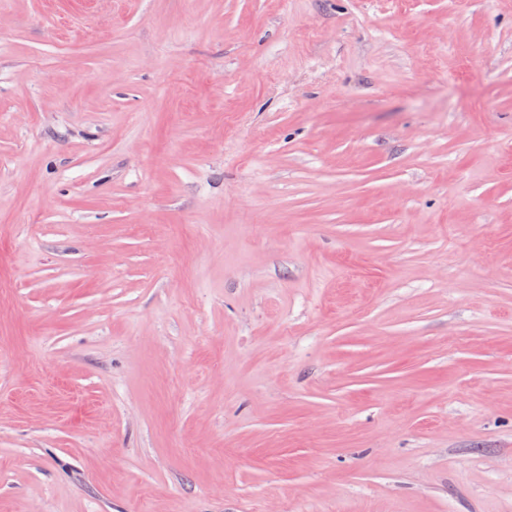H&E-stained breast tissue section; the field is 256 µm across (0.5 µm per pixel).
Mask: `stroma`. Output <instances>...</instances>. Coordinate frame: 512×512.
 Segmentation results:
<instances>
[{
  "mask_svg": "<svg viewBox=\"0 0 512 512\" xmlns=\"http://www.w3.org/2000/svg\"><path fill=\"white\" fill-rule=\"evenodd\" d=\"M0 512H512V0H0Z\"/></svg>",
  "mask_w": 512,
  "mask_h": 512,
  "instance_id": "obj_1",
  "label": "stroma"
}]
</instances>
